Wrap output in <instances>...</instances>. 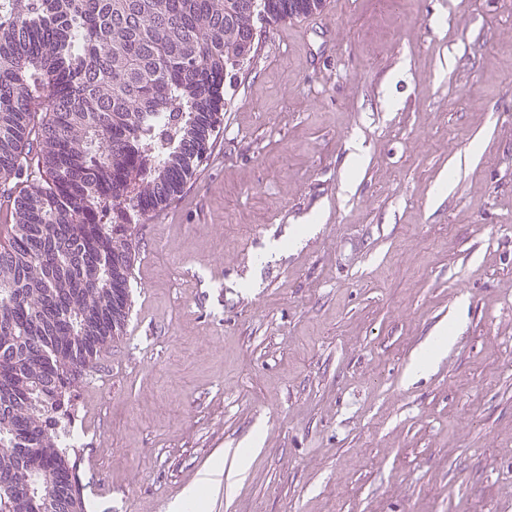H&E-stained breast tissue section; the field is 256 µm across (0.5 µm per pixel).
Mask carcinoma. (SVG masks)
<instances>
[{
  "label": "carcinoma",
  "instance_id": "cac0c4a2",
  "mask_svg": "<svg viewBox=\"0 0 512 512\" xmlns=\"http://www.w3.org/2000/svg\"><path fill=\"white\" fill-rule=\"evenodd\" d=\"M0 18V512H83L74 389L124 330L134 225L213 144L250 0H10ZM268 0L266 21L312 11Z\"/></svg>",
  "mask_w": 512,
  "mask_h": 512
}]
</instances>
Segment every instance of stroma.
I'll use <instances>...</instances> for the list:
<instances>
[{
	"instance_id": "obj_1",
	"label": "stroma",
	"mask_w": 512,
	"mask_h": 512,
	"mask_svg": "<svg viewBox=\"0 0 512 512\" xmlns=\"http://www.w3.org/2000/svg\"><path fill=\"white\" fill-rule=\"evenodd\" d=\"M131 285L75 389L85 512H169L218 464L201 512H512V0L258 24Z\"/></svg>"
}]
</instances>
